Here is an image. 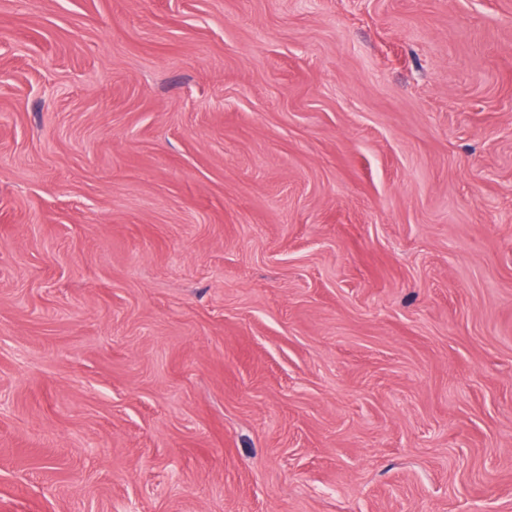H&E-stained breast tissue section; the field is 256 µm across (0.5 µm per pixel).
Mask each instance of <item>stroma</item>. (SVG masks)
<instances>
[{"label": "stroma", "mask_w": 512, "mask_h": 512, "mask_svg": "<svg viewBox=\"0 0 512 512\" xmlns=\"http://www.w3.org/2000/svg\"><path fill=\"white\" fill-rule=\"evenodd\" d=\"M0 512H512V0H0Z\"/></svg>", "instance_id": "1"}]
</instances>
